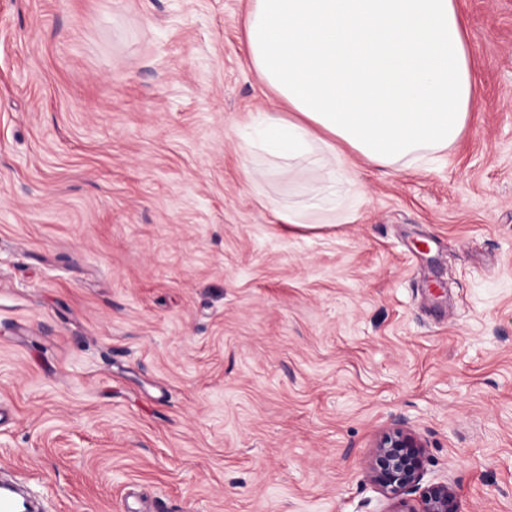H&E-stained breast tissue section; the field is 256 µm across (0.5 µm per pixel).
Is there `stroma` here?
Returning <instances> with one entry per match:
<instances>
[{
    "mask_svg": "<svg viewBox=\"0 0 512 512\" xmlns=\"http://www.w3.org/2000/svg\"><path fill=\"white\" fill-rule=\"evenodd\" d=\"M250 2L0 0V467L54 512H398L400 426L423 485L512 512V0H457L458 141L317 210L246 149L286 109ZM421 443L408 431L396 427L377 441L370 473L372 481L387 495L398 496L420 489Z\"/></svg>",
    "mask_w": 512,
    "mask_h": 512,
    "instance_id": "35a3bbf8",
    "label": "stroma"
}]
</instances>
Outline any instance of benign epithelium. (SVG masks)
<instances>
[{"label": "benign epithelium", "mask_w": 512, "mask_h": 512, "mask_svg": "<svg viewBox=\"0 0 512 512\" xmlns=\"http://www.w3.org/2000/svg\"><path fill=\"white\" fill-rule=\"evenodd\" d=\"M421 443L408 431L396 427L377 441L370 473L372 481L387 495L398 496L422 490L421 508L410 512H459L457 494L447 484L420 487Z\"/></svg>", "instance_id": "7a95c632"}]
</instances>
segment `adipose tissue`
I'll return each mask as SVG.
<instances>
[{"mask_svg": "<svg viewBox=\"0 0 512 512\" xmlns=\"http://www.w3.org/2000/svg\"><path fill=\"white\" fill-rule=\"evenodd\" d=\"M246 52L287 113H258L278 169L322 165L313 206L356 184L351 158L428 163L460 137L478 87L455 0H251Z\"/></svg>", "mask_w": 512, "mask_h": 512, "instance_id": "ef3b65f1", "label": "adipose tissue"}]
</instances>
